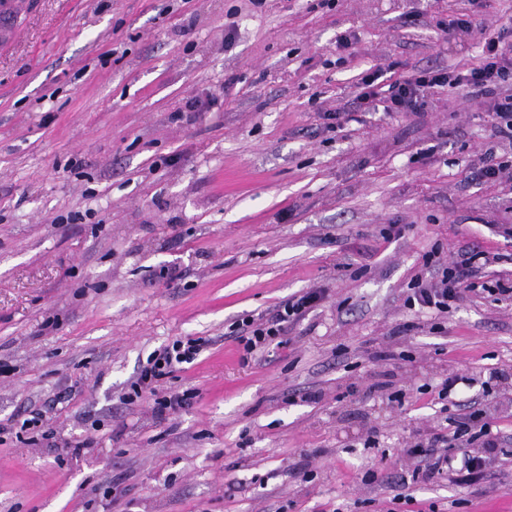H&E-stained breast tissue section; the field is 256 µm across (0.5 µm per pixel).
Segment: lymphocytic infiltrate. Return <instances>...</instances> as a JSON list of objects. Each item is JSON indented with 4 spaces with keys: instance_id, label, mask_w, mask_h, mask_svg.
<instances>
[{
    "instance_id": "f902f5d3",
    "label": "lymphocytic infiltrate",
    "mask_w": 512,
    "mask_h": 512,
    "mask_svg": "<svg viewBox=\"0 0 512 512\" xmlns=\"http://www.w3.org/2000/svg\"><path fill=\"white\" fill-rule=\"evenodd\" d=\"M459 86L466 87L472 98L489 100L496 136L512 143V47L492 35L484 37L480 62L475 67L457 74L432 69L417 71L404 81L389 84L385 101L392 111H417L424 104L426 92ZM486 263V252L477 249L446 265L425 257L424 265L431 269L432 276L416 278L405 302L412 307L447 312L450 303L461 299L464 286L470 285ZM325 295V289L312 288L288 298L270 318H245L238 322L237 339L245 358H252L281 341L289 323L313 312ZM206 344V339L201 337L177 339L162 351L151 354L130 385V397L153 394V412L160 417L183 409L186 395L171 393L160 397L156 390L173 376L179 365L194 361ZM456 446L462 447V455H452L451 450ZM498 447L499 437L493 433L486 414L475 410L458 417L452 435H432L412 444L404 454L416 462L412 481L424 482L448 472L469 484L485 476L498 456Z\"/></svg>"
}]
</instances>
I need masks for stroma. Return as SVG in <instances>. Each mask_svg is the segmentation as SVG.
I'll list each match as a JSON object with an SVG mask.
<instances>
[{
    "instance_id": "stroma-1",
    "label": "stroma",
    "mask_w": 512,
    "mask_h": 512,
    "mask_svg": "<svg viewBox=\"0 0 512 512\" xmlns=\"http://www.w3.org/2000/svg\"><path fill=\"white\" fill-rule=\"evenodd\" d=\"M486 30L512 43V0H31L0 47V512H390L365 470L407 473L472 402L512 452V169L474 177L512 146L464 88L357 98L478 64ZM472 244L492 261L433 332L404 293ZM310 288L242 362L236 322ZM188 336L210 344L165 386L189 407L120 402ZM410 492L512 512V461Z\"/></svg>"
}]
</instances>
